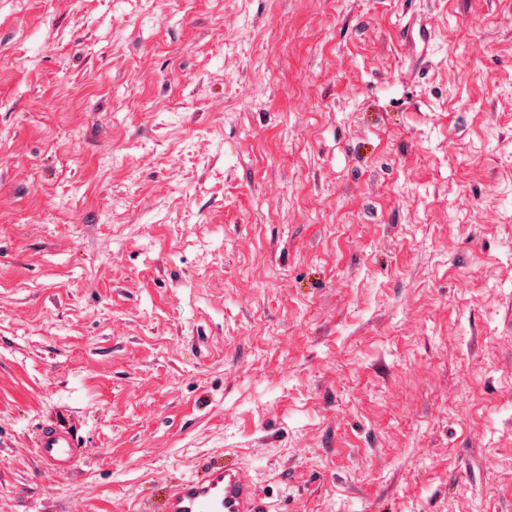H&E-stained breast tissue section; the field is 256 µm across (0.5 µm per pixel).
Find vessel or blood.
I'll use <instances>...</instances> for the list:
<instances>
[{
  "instance_id": "b4317fda",
  "label": "vessel or blood",
  "mask_w": 512,
  "mask_h": 512,
  "mask_svg": "<svg viewBox=\"0 0 512 512\" xmlns=\"http://www.w3.org/2000/svg\"><path fill=\"white\" fill-rule=\"evenodd\" d=\"M37 446L43 464L52 471L69 468L82 453L76 436L55 424L42 427ZM161 512H268V508L245 468L213 462L202 476L168 485Z\"/></svg>"
}]
</instances>
